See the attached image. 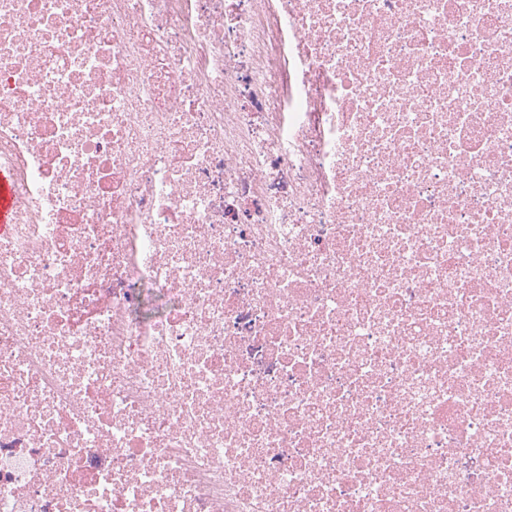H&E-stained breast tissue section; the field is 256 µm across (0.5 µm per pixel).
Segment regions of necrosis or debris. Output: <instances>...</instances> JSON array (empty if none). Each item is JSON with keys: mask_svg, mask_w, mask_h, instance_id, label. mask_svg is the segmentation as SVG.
<instances>
[{"mask_svg": "<svg viewBox=\"0 0 512 512\" xmlns=\"http://www.w3.org/2000/svg\"><path fill=\"white\" fill-rule=\"evenodd\" d=\"M0 512H512V0H0ZM14 208V198L9 177L0 173V231L5 232L11 224V215Z\"/></svg>", "mask_w": 512, "mask_h": 512, "instance_id": "1", "label": "necrosis or debris"}]
</instances>
